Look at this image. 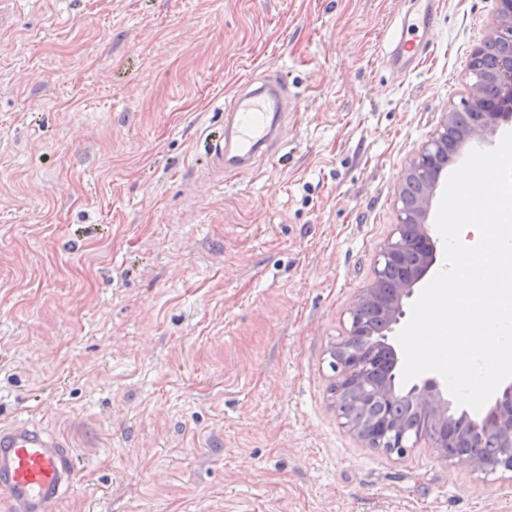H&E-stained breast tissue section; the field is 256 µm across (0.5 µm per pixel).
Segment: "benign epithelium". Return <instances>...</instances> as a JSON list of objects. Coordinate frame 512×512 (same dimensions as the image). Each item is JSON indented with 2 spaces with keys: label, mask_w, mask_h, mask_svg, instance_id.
<instances>
[{
  "label": "benign epithelium",
  "mask_w": 512,
  "mask_h": 512,
  "mask_svg": "<svg viewBox=\"0 0 512 512\" xmlns=\"http://www.w3.org/2000/svg\"><path fill=\"white\" fill-rule=\"evenodd\" d=\"M495 3L494 23L468 63L467 98L462 107L448 108L433 136L402 172L395 189L397 223L375 259L371 283L350 309L349 327L329 344L326 354L337 419L366 447L400 456L427 439L449 466L462 463L485 478L512 481V383L496 394L482 420L450 431L458 406L437 378L416 380L406 392H396L400 358L390 343L407 301L442 258L429 218L448 165V144L457 150L473 143L491 145L499 129L512 122V0ZM368 302L375 304L384 328L370 347L351 351L347 338L365 332L361 311ZM374 401H406L417 410L420 422L409 429L389 413L363 418Z\"/></svg>",
  "instance_id": "obj_1"
}]
</instances>
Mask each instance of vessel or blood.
Wrapping results in <instances>:
<instances>
[{"label": "vessel or blood", "mask_w": 512, "mask_h": 512, "mask_svg": "<svg viewBox=\"0 0 512 512\" xmlns=\"http://www.w3.org/2000/svg\"><path fill=\"white\" fill-rule=\"evenodd\" d=\"M403 33L400 24L391 30L385 62L404 72L423 66L430 45L409 42ZM287 92L271 78L251 92L226 99L224 129L209 141L210 159L225 175L249 171L257 159L270 155ZM73 459L67 442L36 419L20 417L0 424V512H58L59 502L77 483Z\"/></svg>", "instance_id": "vessel-or-blood-1"}]
</instances>
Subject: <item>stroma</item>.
Here are the masks:
<instances>
[{
    "label": "stroma",
    "instance_id": "35a3bbf8",
    "mask_svg": "<svg viewBox=\"0 0 512 512\" xmlns=\"http://www.w3.org/2000/svg\"><path fill=\"white\" fill-rule=\"evenodd\" d=\"M0 0V422L75 448L59 512H512V482L364 447L330 341L397 222L394 189L467 95L494 0ZM279 71L285 121L239 179L224 100ZM414 8L407 11L400 23L391 30L387 41L389 50L384 62L387 66L405 73L407 70L420 68L430 56V45L428 41L423 43H412L404 39V26L406 20L413 12L418 13L419 22L425 27H433L436 23L440 10L439 0H410Z\"/></svg>",
    "mask_w": 512,
    "mask_h": 512
}]
</instances>
